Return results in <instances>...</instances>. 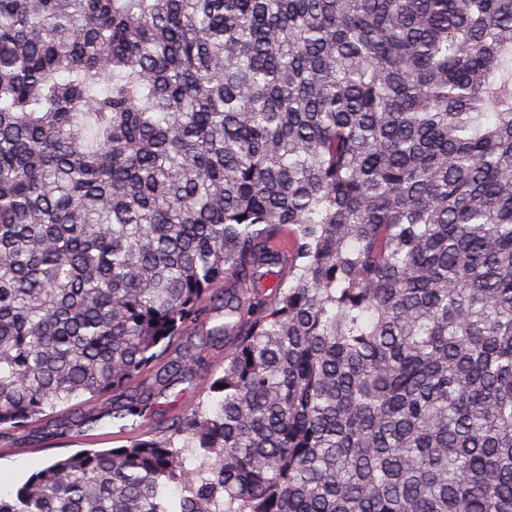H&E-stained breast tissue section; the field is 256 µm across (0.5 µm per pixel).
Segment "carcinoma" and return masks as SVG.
<instances>
[{
    "label": "carcinoma",
    "instance_id": "carcinoma-1",
    "mask_svg": "<svg viewBox=\"0 0 512 512\" xmlns=\"http://www.w3.org/2000/svg\"><path fill=\"white\" fill-rule=\"evenodd\" d=\"M218 345L0 512H512V0H0V436ZM208 377V374L204 373L197 377L193 383L178 385L173 390L175 392L182 390V395L178 398L173 396V391H162L157 394L154 407L156 412L148 414L144 422L154 423L156 427L158 420H168L182 414L192 401L205 400L207 397V389L205 387L208 383Z\"/></svg>",
    "mask_w": 512,
    "mask_h": 512
}]
</instances>
